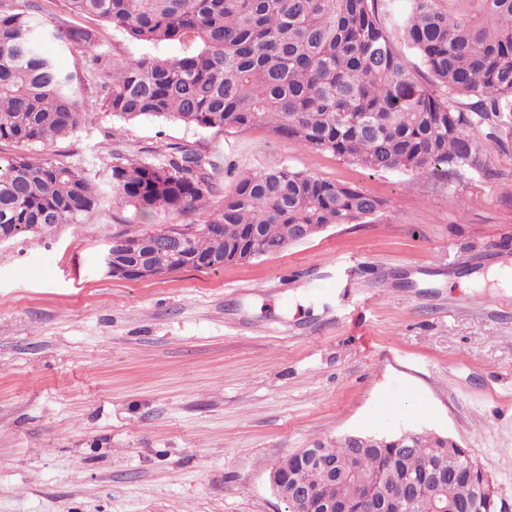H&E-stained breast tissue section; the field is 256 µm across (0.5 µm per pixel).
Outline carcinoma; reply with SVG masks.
<instances>
[{"label": "carcinoma", "instance_id": "1", "mask_svg": "<svg viewBox=\"0 0 512 512\" xmlns=\"http://www.w3.org/2000/svg\"><path fill=\"white\" fill-rule=\"evenodd\" d=\"M28 0L0 9V142L49 143L83 121L72 74L44 54L40 42L91 41L89 32L47 30ZM141 43L194 41L181 58L143 57L112 72L107 111L125 121L153 117L204 129L270 128L306 148L328 151L371 172L432 169L454 176L485 170L482 128L503 142L512 136V0H68ZM401 33L421 67L394 42ZM470 100L469 111L454 105ZM213 164L188 146L168 145L152 161H116L107 169L116 206L147 216L191 209L215 184ZM97 184L79 169L19 153L0 157V239L49 235L77 224L94 208ZM383 202L343 182L281 167L244 177L224 207L199 229L124 232L137 251L124 257L126 279L154 277L185 265L216 270L233 253L274 255L288 247L293 226L362 224ZM411 450L396 451L400 434L341 436L314 447L336 462L332 475L295 453L276 468L296 475L317 501L362 512L360 497L416 482L420 506L463 512L477 494L476 462L440 487L430 471L457 468L461 446L451 437L410 430Z\"/></svg>", "mask_w": 512, "mask_h": 512}]
</instances>
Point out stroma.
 <instances>
[{"label":"stroma","mask_w":512,"mask_h":512,"mask_svg":"<svg viewBox=\"0 0 512 512\" xmlns=\"http://www.w3.org/2000/svg\"><path fill=\"white\" fill-rule=\"evenodd\" d=\"M46 27L91 43L43 51L74 77L85 119L29 146L103 183L114 156L166 144L216 167L214 193L143 216L110 193L80 223L0 245V512H288L268 475L347 432L417 427L454 438L512 512V141L487 173H373L269 128L205 130L108 112L109 65L193 44L132 41L66 0H32ZM288 167L355 185L384 207L275 255L159 278L109 277L100 256L130 224H202L244 176Z\"/></svg>","instance_id":"obj_1"}]
</instances>
